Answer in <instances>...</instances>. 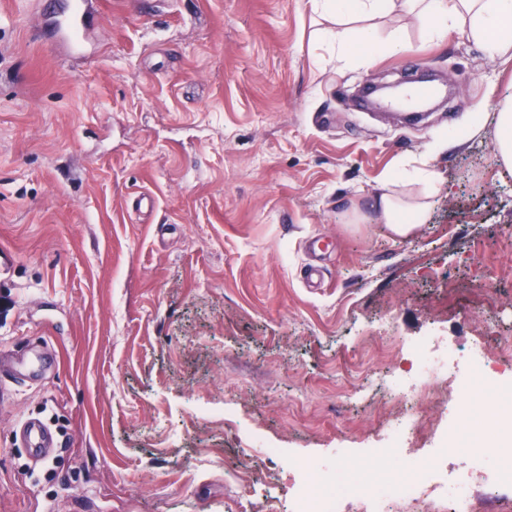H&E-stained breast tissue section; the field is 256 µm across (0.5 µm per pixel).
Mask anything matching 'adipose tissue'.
Here are the masks:
<instances>
[{"label":"adipose tissue","instance_id":"obj_1","mask_svg":"<svg viewBox=\"0 0 512 512\" xmlns=\"http://www.w3.org/2000/svg\"><path fill=\"white\" fill-rule=\"evenodd\" d=\"M314 5L342 20H366L396 9L418 20L434 17L438 24L432 34L441 39L466 22L490 56L512 50V0H314ZM374 209L378 223L388 225L396 236L407 237L427 222L430 204L425 199L406 203L392 192L376 199Z\"/></svg>","mask_w":512,"mask_h":512}]
</instances>
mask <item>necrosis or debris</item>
Here are the masks:
<instances>
[{"label":"necrosis or debris","mask_w":512,"mask_h":512,"mask_svg":"<svg viewBox=\"0 0 512 512\" xmlns=\"http://www.w3.org/2000/svg\"><path fill=\"white\" fill-rule=\"evenodd\" d=\"M414 371L411 377L396 378L395 393L414 399L419 381L439 379L453 369L459 354L438 338L414 346ZM445 443L458 451L472 454L467 475L445 481L431 453L413 455L403 473L383 478L367 479L353 490L359 503L376 506L378 512H392L395 505H410L412 512H428L430 506H442L443 512H470L471 481L479 479L490 497H500L502 491H512V461H503L498 448L499 433L495 422L481 426L476 440H468L456 426L446 429ZM320 464L311 460L297 466V476L291 485L292 512H333L336 499L334 483L320 480Z\"/></svg>","instance_id":"4bbe7bcc"}]
</instances>
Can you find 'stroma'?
Here are the masks:
<instances>
[{
	"mask_svg": "<svg viewBox=\"0 0 512 512\" xmlns=\"http://www.w3.org/2000/svg\"><path fill=\"white\" fill-rule=\"evenodd\" d=\"M67 2L0 0V360L53 355L0 380V512H289L298 460L340 467L347 499L401 470L376 453L391 424L433 448L494 412L479 382L429 383L408 412L389 377L430 336L512 373L511 59L402 14L349 32L312 0H107L73 53L33 21ZM328 27L372 61L339 60ZM425 72L448 100L422 123L363 96ZM475 112L481 133L434 153ZM413 168L436 177L426 224L356 220ZM30 419L53 432L39 464L15 438ZM496 131V158L502 166L512 169V95L500 103Z\"/></svg>",
	"mask_w": 512,
	"mask_h": 512,
	"instance_id": "obj_1",
	"label": "stroma"
}]
</instances>
